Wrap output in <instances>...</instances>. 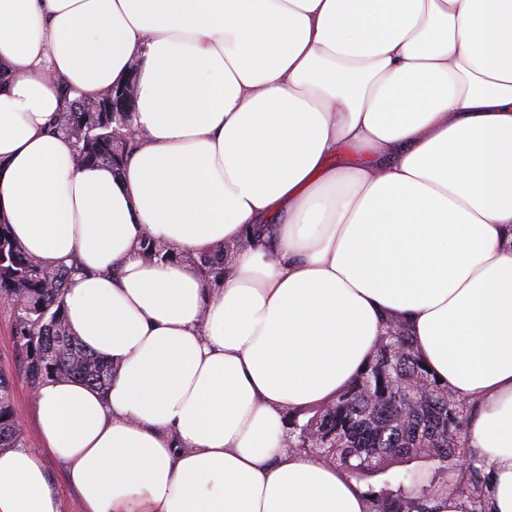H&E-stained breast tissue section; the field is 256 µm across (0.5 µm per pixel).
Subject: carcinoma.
Here are the masks:
<instances>
[{
  "mask_svg": "<svg viewBox=\"0 0 512 512\" xmlns=\"http://www.w3.org/2000/svg\"><path fill=\"white\" fill-rule=\"evenodd\" d=\"M58 128L75 139L85 164L112 165L131 151L128 141L112 142L110 112L66 111ZM139 248L151 259L189 261L215 282L224 278L222 244L197 255L175 253L151 238ZM73 272L43 266L0 223V298L25 300L15 309V338L26 353L28 379L36 386L52 377L72 378L100 390L111 380L112 363L87 351L65 317L63 295ZM469 416V405L448 392L401 329L381 338L373 358L336 398L288 416V447L323 454L353 479L404 459H425L459 476L449 486L432 485L412 473L393 493L369 494L372 512H436L433 502L448 487L466 499V512H492L483 469L463 437ZM22 446L11 383L0 376V451Z\"/></svg>",
  "mask_w": 512,
  "mask_h": 512,
  "instance_id": "1",
  "label": "carcinoma"
}]
</instances>
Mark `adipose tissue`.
Masks as SVG:
<instances>
[{
	"label": "adipose tissue",
	"mask_w": 512,
	"mask_h": 512,
	"mask_svg": "<svg viewBox=\"0 0 512 512\" xmlns=\"http://www.w3.org/2000/svg\"><path fill=\"white\" fill-rule=\"evenodd\" d=\"M129 78L132 151L78 164L55 117ZM0 222L78 265L69 326L114 367L34 389L0 512H62L47 454L83 512H369L285 421L392 320L512 512V0H0ZM147 236L230 245L223 282Z\"/></svg>",
	"instance_id": "ef3b65f1"
}]
</instances>
